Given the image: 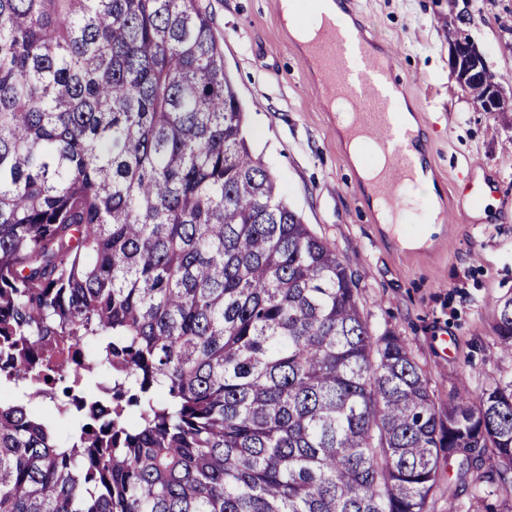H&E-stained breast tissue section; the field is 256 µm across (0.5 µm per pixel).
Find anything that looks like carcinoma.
<instances>
[{
  "label": "carcinoma",
  "instance_id": "cac0c4a2",
  "mask_svg": "<svg viewBox=\"0 0 512 512\" xmlns=\"http://www.w3.org/2000/svg\"><path fill=\"white\" fill-rule=\"evenodd\" d=\"M197 0H0V512H471L512 481V378L437 410L245 135ZM512 357V295L493 315ZM95 345L82 367L55 359ZM453 489L454 487L448 491V472L445 471L441 491L429 500L428 512H448L449 502H453V506L457 507L460 510L459 512L465 511L472 494L477 491L478 487L472 484L467 490L459 493L456 498L452 495Z\"/></svg>",
  "mask_w": 512,
  "mask_h": 512
}]
</instances>
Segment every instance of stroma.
Listing matches in <instances>:
<instances>
[{
  "label": "stroma",
  "mask_w": 512,
  "mask_h": 512,
  "mask_svg": "<svg viewBox=\"0 0 512 512\" xmlns=\"http://www.w3.org/2000/svg\"><path fill=\"white\" fill-rule=\"evenodd\" d=\"M247 113L256 155L289 205L344 261L374 335L401 336L437 407L459 387L479 396L512 376L492 318L512 294V112H484L449 69V29L463 26L504 91L512 90V0H355L375 21L380 49L411 83L409 99L441 205L438 229L420 247L425 199L410 200L401 227L381 223L344 147L337 115L301 61L280 0H199ZM486 185V208L462 196Z\"/></svg>",
  "instance_id": "1"
}]
</instances>
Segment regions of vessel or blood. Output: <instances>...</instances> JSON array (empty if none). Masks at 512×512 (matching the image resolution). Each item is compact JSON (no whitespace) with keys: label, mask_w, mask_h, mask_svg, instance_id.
Returning a JSON list of instances; mask_svg holds the SVG:
<instances>
[{"label":"vessel or blood","mask_w":512,"mask_h":512,"mask_svg":"<svg viewBox=\"0 0 512 512\" xmlns=\"http://www.w3.org/2000/svg\"><path fill=\"white\" fill-rule=\"evenodd\" d=\"M370 27L367 21L349 28L325 21L318 37L305 46L303 62L316 65L325 101L347 103L350 132L383 150L386 162L377 176V190L397 214L404 207L400 190L414 173L413 145L392 120L406 89L396 84L393 58L374 53Z\"/></svg>","instance_id":"vessel-or-blood-1"}]
</instances>
